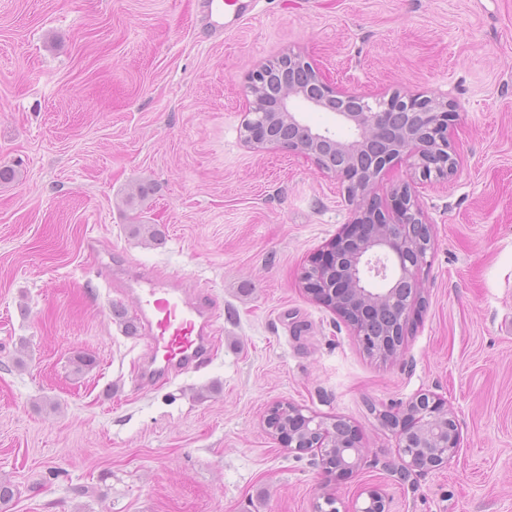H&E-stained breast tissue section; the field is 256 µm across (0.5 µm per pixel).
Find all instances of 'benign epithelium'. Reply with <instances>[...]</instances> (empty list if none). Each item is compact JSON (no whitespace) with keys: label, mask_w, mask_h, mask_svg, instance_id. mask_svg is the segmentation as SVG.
Instances as JSON below:
<instances>
[{"label":"benign epithelium","mask_w":512,"mask_h":512,"mask_svg":"<svg viewBox=\"0 0 512 512\" xmlns=\"http://www.w3.org/2000/svg\"><path fill=\"white\" fill-rule=\"evenodd\" d=\"M284 60L302 67L308 86L293 87L282 79L274 99L266 91L268 66L249 75L252 96L242 129L245 141L261 149L284 148L310 158L316 166L337 176L355 213L352 223L315 257L301 273L307 292L334 308L350 324L355 335L365 336L371 320L364 309H374V317L386 313L394 289L410 290L401 309L405 320L413 302L420 297L418 271L430 246H420L416 237L429 231L412 200L411 187L402 185L395 198L394 211L386 213L372 199L377 179L394 160L403 155L416 158L419 174L428 179H446L456 166L448 138L452 112L448 102L427 95L396 90L389 97H369L339 89L326 82L299 56ZM316 106H326L336 115L349 135L330 138L328 130L304 132L300 138L269 135V115H280L288 125L302 123L301 114ZM344 154L339 168L325 164L321 150ZM288 409L296 417L297 428L283 433L268 413L265 425L286 446L299 452L310 451L319 459L336 457L329 472L338 478L354 473L363 456L356 432L329 424L302 409L279 403L272 409ZM397 430L399 453L407 471L439 468L453 459L460 448V435L454 413L430 393H420L408 402L405 414L390 421ZM368 502L358 512H390L380 491H367Z\"/></svg>","instance_id":"7a95c632"}]
</instances>
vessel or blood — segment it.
<instances>
[{
  "instance_id": "b4317fda",
  "label": "vessel or blood",
  "mask_w": 512,
  "mask_h": 512,
  "mask_svg": "<svg viewBox=\"0 0 512 512\" xmlns=\"http://www.w3.org/2000/svg\"><path fill=\"white\" fill-rule=\"evenodd\" d=\"M204 11L211 33L224 34L252 16L251 0H205ZM115 283L135 301L130 325L147 339L150 372L171 379L205 365L212 357L217 333L211 309L185 288L181 279L142 272L126 278L114 273Z\"/></svg>"
}]
</instances>
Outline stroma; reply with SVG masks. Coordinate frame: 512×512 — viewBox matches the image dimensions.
Returning a JSON list of instances; mask_svg holds the SVG:
<instances>
[{
  "instance_id": "obj_1",
  "label": "stroma",
  "mask_w": 512,
  "mask_h": 512,
  "mask_svg": "<svg viewBox=\"0 0 512 512\" xmlns=\"http://www.w3.org/2000/svg\"><path fill=\"white\" fill-rule=\"evenodd\" d=\"M201 3L0 0V512H320L327 493L358 512L369 488L390 512H512V0H256L220 39ZM289 53L341 89L454 110L453 175L403 156L375 189L387 205L410 184L431 231L386 360L300 279L354 218L340 181L243 141L249 74ZM92 237L211 298L206 368L135 386L146 340L115 318L135 302ZM79 354L95 364L77 375ZM424 392L460 450L403 476L384 418ZM278 402L350 422L358 469L336 478L271 436Z\"/></svg>"
}]
</instances>
